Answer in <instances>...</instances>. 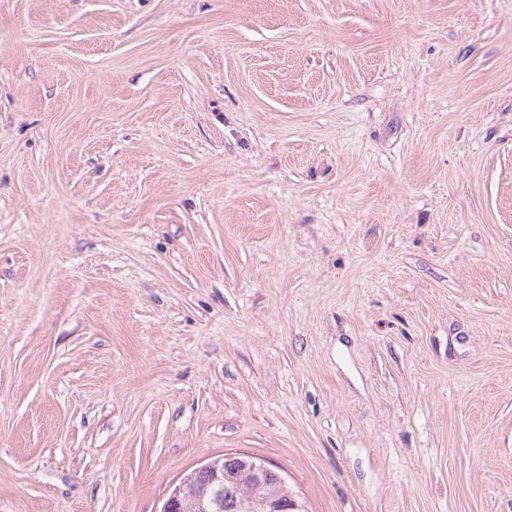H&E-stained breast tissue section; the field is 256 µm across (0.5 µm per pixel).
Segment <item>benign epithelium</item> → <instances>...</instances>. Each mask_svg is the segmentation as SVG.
Here are the masks:
<instances>
[{"mask_svg": "<svg viewBox=\"0 0 512 512\" xmlns=\"http://www.w3.org/2000/svg\"><path fill=\"white\" fill-rule=\"evenodd\" d=\"M242 462L256 481L263 480L269 471L266 462L248 456ZM205 472L209 482L200 487L196 475ZM160 512H224V463L214 459L186 474L168 494Z\"/></svg>", "mask_w": 512, "mask_h": 512, "instance_id": "benign-epithelium-1", "label": "benign epithelium"}]
</instances>
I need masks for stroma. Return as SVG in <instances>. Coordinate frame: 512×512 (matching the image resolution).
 <instances>
[{
  "instance_id": "obj_1",
  "label": "stroma",
  "mask_w": 512,
  "mask_h": 512,
  "mask_svg": "<svg viewBox=\"0 0 512 512\" xmlns=\"http://www.w3.org/2000/svg\"><path fill=\"white\" fill-rule=\"evenodd\" d=\"M512 512V0H0V512ZM255 481H262L270 470L266 462L241 456ZM200 472L210 476L204 487L195 478ZM275 471L256 483L236 456L214 459L186 474L168 494L160 512H248L246 497L262 500L277 497L288 501Z\"/></svg>"
}]
</instances>
